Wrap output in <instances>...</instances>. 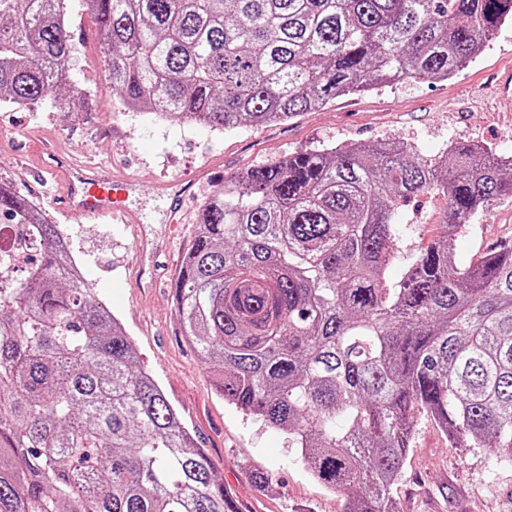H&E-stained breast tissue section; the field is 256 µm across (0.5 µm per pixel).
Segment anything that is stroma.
Instances as JSON below:
<instances>
[{"instance_id": "obj_1", "label": "stroma", "mask_w": 512, "mask_h": 512, "mask_svg": "<svg viewBox=\"0 0 512 512\" xmlns=\"http://www.w3.org/2000/svg\"><path fill=\"white\" fill-rule=\"evenodd\" d=\"M71 76L90 93V112L78 121L42 107L0 103V183L29 193V167L44 145L74 162L104 164L127 177L167 181L210 164L213 179L197 187L176 216L182 234L163 257L161 282L148 289L141 277L136 224H59L98 298L122 322L150 372L182 421L204 445L218 477L240 512H345L346 496L316 484L286 434L224 402L197 352L185 342L175 314L174 283L196 216L214 190L242 170L320 144L337 146L381 139L440 154L450 143H478L512 153V103L500 100L494 79L512 72V22L483 52L445 81H401L362 95L342 96L285 123L244 124L224 132L204 125L154 122L122 110L104 75L97 26L74 0L69 12ZM443 196L426 194L401 206L406 230L389 270L398 281L413 255L442 231ZM512 239V198L485 208L469 232L452 242L457 267L477 263L486 249ZM273 473L268 491H256L248 468ZM399 512H512V458L489 447L453 448L427 413L415 418L414 439L392 488Z\"/></svg>"}]
</instances>
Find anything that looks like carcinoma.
I'll return each mask as SVG.
<instances>
[{
  "instance_id": "obj_1",
  "label": "carcinoma",
  "mask_w": 512,
  "mask_h": 512,
  "mask_svg": "<svg viewBox=\"0 0 512 512\" xmlns=\"http://www.w3.org/2000/svg\"><path fill=\"white\" fill-rule=\"evenodd\" d=\"M127 111L233 131L396 80H446L512 0H84ZM69 0H0V100L76 118ZM445 197L442 232L397 282L398 205ZM512 197V158L451 144L317 147L211 195L174 284L183 336L224 401L283 431L346 512L391 491L425 411L454 448L512 457V240L466 269L450 241ZM40 259L0 280V512H231L205 449L62 249L0 188ZM258 491L262 469L246 471Z\"/></svg>"
}]
</instances>
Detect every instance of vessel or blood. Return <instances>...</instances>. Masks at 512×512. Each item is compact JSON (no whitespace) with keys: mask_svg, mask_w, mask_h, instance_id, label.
Here are the masks:
<instances>
[{"mask_svg":"<svg viewBox=\"0 0 512 512\" xmlns=\"http://www.w3.org/2000/svg\"><path fill=\"white\" fill-rule=\"evenodd\" d=\"M41 163L58 175V189L52 198L54 206L76 223H140L138 212L128 205L130 194L140 188L138 181L109 169L74 163L50 147L44 148ZM205 176L201 169L178 181L156 185V192L169 200L168 217L176 216Z\"/></svg>","mask_w":512,"mask_h":512,"instance_id":"1","label":"vessel or blood"}]
</instances>
